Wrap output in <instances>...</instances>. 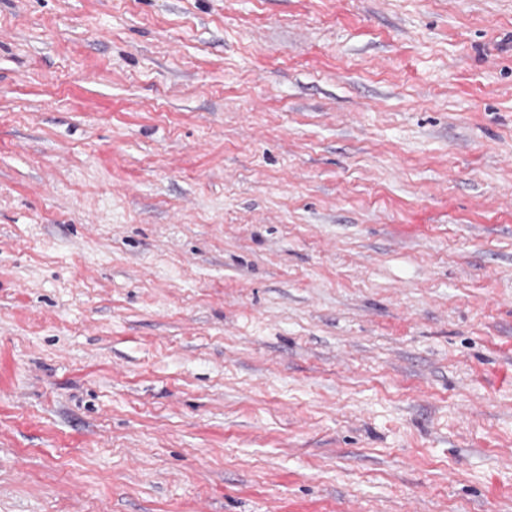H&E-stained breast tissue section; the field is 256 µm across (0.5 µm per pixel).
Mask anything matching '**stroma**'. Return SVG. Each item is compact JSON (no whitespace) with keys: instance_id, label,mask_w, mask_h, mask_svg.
Instances as JSON below:
<instances>
[{"instance_id":"35a3bbf8","label":"stroma","mask_w":512,"mask_h":512,"mask_svg":"<svg viewBox=\"0 0 512 512\" xmlns=\"http://www.w3.org/2000/svg\"><path fill=\"white\" fill-rule=\"evenodd\" d=\"M0 512H512V0H0Z\"/></svg>"}]
</instances>
